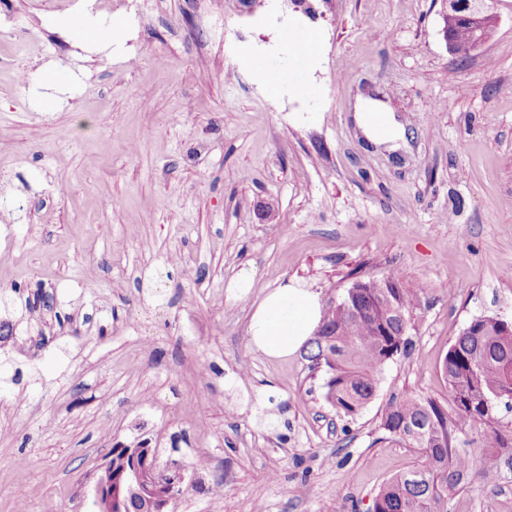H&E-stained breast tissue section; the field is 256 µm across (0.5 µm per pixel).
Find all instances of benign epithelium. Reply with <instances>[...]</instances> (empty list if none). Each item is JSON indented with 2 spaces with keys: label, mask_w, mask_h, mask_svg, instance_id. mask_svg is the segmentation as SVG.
Returning a JSON list of instances; mask_svg holds the SVG:
<instances>
[{
  "label": "benign epithelium",
  "mask_w": 512,
  "mask_h": 512,
  "mask_svg": "<svg viewBox=\"0 0 512 512\" xmlns=\"http://www.w3.org/2000/svg\"><path fill=\"white\" fill-rule=\"evenodd\" d=\"M443 11L453 12L474 29L473 40L459 44L446 37L451 51L461 56L476 50L488 41L497 28L499 17L495 14H481L476 11L472 0H442ZM185 481L184 470L172 462L162 464L157 449L150 446L129 448L125 452L124 464L115 470L112 460H107L99 469L94 483L92 501L97 512H112V503L127 491L129 498L142 509L134 512H168V506L177 496L171 491L167 495L158 493L159 488L168 484L182 488Z\"/></svg>",
  "instance_id": "7a95c632"
}]
</instances>
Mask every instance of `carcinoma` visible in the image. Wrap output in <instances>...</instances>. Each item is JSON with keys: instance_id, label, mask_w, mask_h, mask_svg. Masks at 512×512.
Masks as SVG:
<instances>
[{"instance_id": "obj_1", "label": "carcinoma", "mask_w": 512, "mask_h": 512, "mask_svg": "<svg viewBox=\"0 0 512 512\" xmlns=\"http://www.w3.org/2000/svg\"><path fill=\"white\" fill-rule=\"evenodd\" d=\"M464 43L468 28L444 18ZM414 293L395 272L359 279L358 292L328 305L310 340L309 359L324 366L328 403L353 416L375 396L384 366L411 345L409 312ZM448 402L431 397L389 402L381 417L388 434L422 450L423 462L388 480L373 501V512H447L448 501L473 480H498L501 460L512 456V431L502 430L500 408L512 410V332L496 317L470 323L449 346L442 364ZM482 452L474 458L459 448L468 437Z\"/></svg>"}]
</instances>
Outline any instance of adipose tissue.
Wrapping results in <instances>:
<instances>
[{
    "instance_id": "1",
    "label": "adipose tissue",
    "mask_w": 512,
    "mask_h": 512,
    "mask_svg": "<svg viewBox=\"0 0 512 512\" xmlns=\"http://www.w3.org/2000/svg\"><path fill=\"white\" fill-rule=\"evenodd\" d=\"M323 318L316 292L295 282L264 291L254 303L247 343L270 358L297 352Z\"/></svg>"
}]
</instances>
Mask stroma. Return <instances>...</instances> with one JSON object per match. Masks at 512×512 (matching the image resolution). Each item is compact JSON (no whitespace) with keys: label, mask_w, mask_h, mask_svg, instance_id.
<instances>
[{"label":"stroma","mask_w":512,"mask_h":512,"mask_svg":"<svg viewBox=\"0 0 512 512\" xmlns=\"http://www.w3.org/2000/svg\"><path fill=\"white\" fill-rule=\"evenodd\" d=\"M494 3L463 59L441 0H0V512H92L113 446L145 438L190 476L169 512H368L418 463L387 403L447 400L450 344L512 321V0ZM76 15L112 47L57 28ZM374 101L401 139H366ZM391 271L417 295L413 346L358 415L307 349L245 341L258 286L325 304ZM448 512H512V463Z\"/></svg>","instance_id":"1"}]
</instances>
